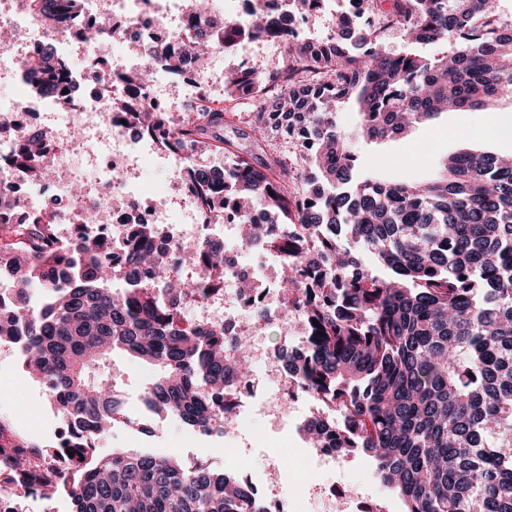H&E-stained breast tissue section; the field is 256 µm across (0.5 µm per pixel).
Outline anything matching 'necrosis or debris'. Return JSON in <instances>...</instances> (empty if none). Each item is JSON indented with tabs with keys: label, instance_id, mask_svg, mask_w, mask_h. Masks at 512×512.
<instances>
[{
	"label": "necrosis or debris",
	"instance_id": "necrosis-or-debris-1",
	"mask_svg": "<svg viewBox=\"0 0 512 512\" xmlns=\"http://www.w3.org/2000/svg\"><path fill=\"white\" fill-rule=\"evenodd\" d=\"M87 11L111 19L112 33L104 49L109 52L121 46L126 64L134 68L141 63L145 44L177 50L198 31L184 9V0H87ZM0 27L11 34L9 43L0 47V83H18L27 89L21 99L0 96V223L17 224L32 213L46 212L62 227L58 236L62 242L67 239L66 229L71 228L92 241L117 243L131 224L164 227V240L171 244L211 239L225 247L224 295L189 297L187 305L196 322L223 323L226 335L251 343L264 323L283 318L282 308L259 303L257 294L243 293L240 288L244 281L274 282L276 269L264 260L250 264L251 248L229 247V240L242 237V225L225 224L220 232H212L210 225L201 223V205L192 192H184L183 208L174 212L152 188L130 181V168L140 158L175 171L181 156L155 145L144 147L136 135L113 121L106 92L94 79L92 59H82L73 67L69 93L75 108L59 107L53 95L39 92L37 77L25 70L23 62L48 40L60 56L70 57L74 41L39 26L17 0H0ZM215 72V57L192 60L179 72L158 70L148 87L129 88L125 94L136 108L159 109L180 121L202 99L222 96V87L212 82ZM36 131L48 137L59 163L33 183L11 166L10 155L19 140ZM77 184L83 188L78 197L72 194ZM93 213L104 214V223H87ZM262 379L267 382L265 413L280 423L291 415L295 380L282 359L272 354L265 360L254 359L250 375L235 381L231 389L234 423L246 422L244 406L255 398Z\"/></svg>",
	"mask_w": 512,
	"mask_h": 512
}]
</instances>
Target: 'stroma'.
Segmentation results:
<instances>
[{"instance_id": "stroma-1", "label": "stroma", "mask_w": 512, "mask_h": 512, "mask_svg": "<svg viewBox=\"0 0 512 512\" xmlns=\"http://www.w3.org/2000/svg\"><path fill=\"white\" fill-rule=\"evenodd\" d=\"M488 123L489 113L485 110L447 112L404 138L354 143V174L362 178L382 171L391 179L402 181L435 167L452 152H512V139L481 136V129ZM112 363L121 373L128 421L114 426L101 440L102 452L153 448L188 463L204 462L219 471L243 470L262 495L268 492L271 474L265 466L272 463L282 475L279 494L285 497L292 512H316L320 508V489L325 477L308 458L301 433L283 435L270 426L266 417L257 415L245 425L231 427V439L200 434L194 441H185V427L179 420L152 416L144 410L141 394L150 368L122 355L114 356ZM0 415L39 442L52 444L59 439L61 422L45 390L24 374L14 348L1 344ZM244 457L255 460V467L242 469L240 460ZM339 495L343 512H362L368 505L382 506L384 512H402L400 501L382 484L372 460L361 453L351 457Z\"/></svg>"}]
</instances>
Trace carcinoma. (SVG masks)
<instances>
[{"label":"carcinoma","mask_w":512,"mask_h":512,"mask_svg":"<svg viewBox=\"0 0 512 512\" xmlns=\"http://www.w3.org/2000/svg\"><path fill=\"white\" fill-rule=\"evenodd\" d=\"M207 19V34L171 56L143 48L144 65L125 83L147 86L158 67L177 70L183 57L203 58L212 43L240 39L277 43L282 65L259 62L224 74V93L253 102L254 146L293 148L308 172L288 159L263 161L224 140V106L206 104L174 124L168 113L137 111L112 91V72L98 68L110 90L112 117L170 150L197 152L181 160L184 186L203 199L221 196L224 222L247 226L281 258L286 309L307 327V348L294 366L297 391L335 415L306 423L305 439L372 458L402 512H512V162L462 150L447 155L424 180L353 181V140L403 137L442 114L512 99V24L500 22L491 0H360L338 34L309 39L281 31L268 10L240 22L211 17L209 4L189 0ZM300 19L323 0H290ZM42 19L83 16V0H19ZM106 20H83L80 37L94 45ZM399 27L412 42L453 43L443 55L391 53L382 39ZM46 88L71 105L68 63L53 47L36 62ZM349 102L355 124H336ZM227 155L230 170L203 164ZM42 136L20 142L11 158L32 182L53 166ZM269 224L254 225L252 199ZM152 224H134L115 259L109 244L83 238L57 244L54 224L39 215L16 229L0 223V342L21 341V362L46 390L68 431L64 445L39 446L0 418V480L25 495L64 493L72 512H267L247 480L150 452L103 455L98 442L123 422V392L100 366L125 354L154 368L143 393L147 411L175 417L200 434L232 425L225 387L246 376L249 350L227 343L224 325L194 323L185 298L224 287V249L185 242L167 256L152 241ZM365 252L370 267L353 256ZM197 268L185 282L171 261ZM127 281L111 287L121 270ZM320 327H315L313 321ZM325 332L320 336L317 331ZM73 456L58 468L37 459Z\"/></svg>","instance_id":"obj_1"}]
</instances>
